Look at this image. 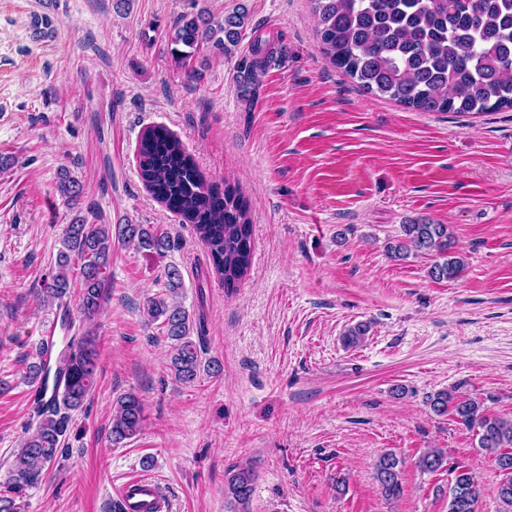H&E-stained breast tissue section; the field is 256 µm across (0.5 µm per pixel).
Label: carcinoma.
I'll list each match as a JSON object with an SVG mask.
<instances>
[{
    "label": "carcinoma",
    "mask_w": 512,
    "mask_h": 512,
    "mask_svg": "<svg viewBox=\"0 0 512 512\" xmlns=\"http://www.w3.org/2000/svg\"><path fill=\"white\" fill-rule=\"evenodd\" d=\"M318 24L323 53L332 66L358 81L368 93L418 112L485 114L512 111V0H310ZM247 10L216 19L207 10L181 15L169 42L175 63L192 73L191 59L206 48L216 57L229 56L240 41ZM261 46L241 66L244 78L255 84L263 70ZM139 175L152 196L182 221L193 226L205 246L212 268L232 290L251 265L252 224L246 200L230 185L208 182L181 142L163 127L146 129L137 152ZM57 190L67 204L76 205L82 186L67 171L59 175ZM162 255L170 248L167 233L148 224H89L81 217L67 225L56 272L42 291L58 301L71 293V263H78V313L91 321L99 313L109 282L112 235ZM396 259L431 257L428 275L436 281L454 280L465 263L446 224L410 219L388 246ZM147 316L162 320L170 344L169 369L176 381L190 384L201 374L217 376L222 364L203 360L204 324L182 306L161 298L147 302ZM199 333L198 341L191 331ZM369 326L349 328L344 344H360ZM98 350L90 335L70 341L62 352L56 379L63 385L49 399L36 397V430L15 456L13 476L0 488V512H18L16 499L39 483L43 472L60 454L73 420L94 391ZM438 415L452 414L460 424L476 430L478 447L497 451L501 475L496 496L501 512H512V422L486 415L479 401L446 390L428 396ZM144 408L139 397L126 393L117 401L112 422V443L134 437L142 428ZM447 465L446 455L434 449L423 453L417 467L435 473ZM402 463L395 453H383L376 463L382 496L394 500L402 493ZM448 487V512H478L479 489L472 472L456 466ZM254 470L236 467L227 474L224 498L230 512H250Z\"/></svg>",
    "instance_id": "cac0c4a2"
}]
</instances>
